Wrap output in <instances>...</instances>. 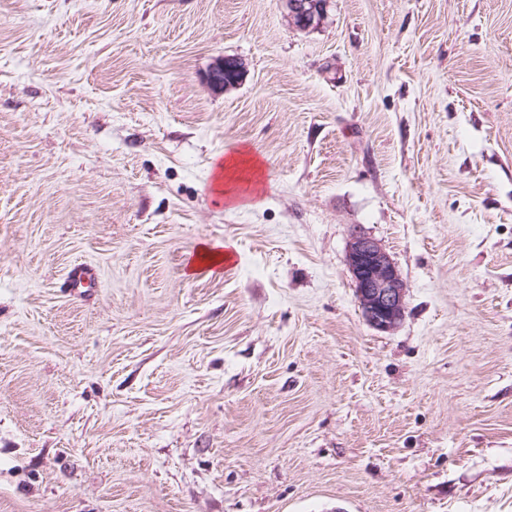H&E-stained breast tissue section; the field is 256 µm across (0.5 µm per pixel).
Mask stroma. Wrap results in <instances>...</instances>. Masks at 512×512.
<instances>
[{"mask_svg":"<svg viewBox=\"0 0 512 512\" xmlns=\"http://www.w3.org/2000/svg\"><path fill=\"white\" fill-rule=\"evenodd\" d=\"M0 512H512V0H0ZM288 17L301 28H309L319 23L323 11L317 7L311 8L313 2L309 0H285ZM225 72L241 74V69L238 63L232 59L220 60L209 71L208 81L212 86L220 89L224 88V81H227V85L230 86L228 82L232 79V75ZM347 262L367 321L381 331L395 328L403 318L406 285L388 253L375 239L356 234ZM226 247L224 244H214L212 246L200 245L195 253V257L190 261L189 271L194 272L199 268L213 269L220 267L223 264L229 266L234 263L233 256L226 260L230 256V253L222 250ZM224 260H226L224 262ZM203 265V266H202Z\"/></svg>","mask_w":512,"mask_h":512,"instance_id":"1","label":"stroma"}]
</instances>
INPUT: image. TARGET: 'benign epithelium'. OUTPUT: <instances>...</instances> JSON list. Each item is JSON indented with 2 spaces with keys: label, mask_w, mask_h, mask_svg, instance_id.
<instances>
[{
  "label": "benign epithelium",
  "mask_w": 512,
  "mask_h": 512,
  "mask_svg": "<svg viewBox=\"0 0 512 512\" xmlns=\"http://www.w3.org/2000/svg\"><path fill=\"white\" fill-rule=\"evenodd\" d=\"M288 17L299 27L319 23L323 11L311 7V0H285ZM241 73L232 59L218 61L208 73V81L224 88V73ZM356 296L367 321L381 331L395 328L405 309L406 285L394 262L382 246L365 234L352 237L347 252Z\"/></svg>",
  "instance_id": "1"
}]
</instances>
